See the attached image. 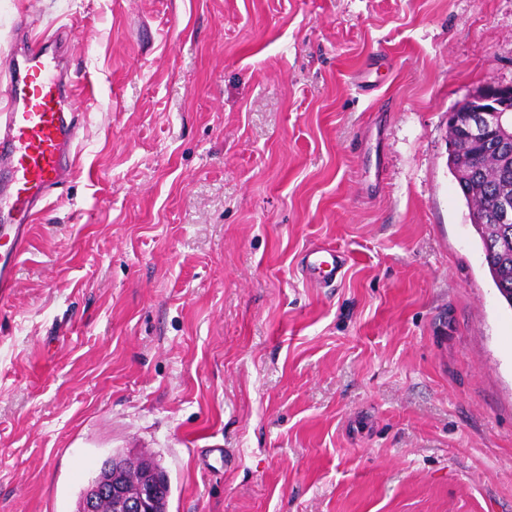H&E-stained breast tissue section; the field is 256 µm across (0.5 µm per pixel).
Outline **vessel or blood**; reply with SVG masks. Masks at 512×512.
I'll list each match as a JSON object with an SVG mask.
<instances>
[{
  "instance_id": "vessel-or-blood-1",
  "label": "vessel or blood",
  "mask_w": 512,
  "mask_h": 512,
  "mask_svg": "<svg viewBox=\"0 0 512 512\" xmlns=\"http://www.w3.org/2000/svg\"><path fill=\"white\" fill-rule=\"evenodd\" d=\"M8 106L0 111V169L9 182L0 190V299L9 298L16 270L30 245L29 227L66 174L72 173L79 150L76 116L64 105L73 90L57 56L37 39L25 42L4 91ZM309 275L331 282L347 258L315 248L306 252Z\"/></svg>"
}]
</instances>
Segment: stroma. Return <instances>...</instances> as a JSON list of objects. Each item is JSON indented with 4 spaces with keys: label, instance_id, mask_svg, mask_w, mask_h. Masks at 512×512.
<instances>
[{
    "label": "stroma",
    "instance_id": "obj_1",
    "mask_svg": "<svg viewBox=\"0 0 512 512\" xmlns=\"http://www.w3.org/2000/svg\"><path fill=\"white\" fill-rule=\"evenodd\" d=\"M23 22L92 89L0 300V512L116 451L168 512H512V307L447 164L512 0H0V90ZM303 261L309 275L321 276L324 285H327L334 281V279L332 280L334 273L337 274L341 271L347 258L343 252L315 248L306 252Z\"/></svg>",
    "mask_w": 512,
    "mask_h": 512
}]
</instances>
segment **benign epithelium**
Instances as JSON below:
<instances>
[{
    "mask_svg": "<svg viewBox=\"0 0 512 512\" xmlns=\"http://www.w3.org/2000/svg\"><path fill=\"white\" fill-rule=\"evenodd\" d=\"M467 102V123L473 138L493 134L512 139V121L506 118L512 112V85L488 84L469 96ZM166 488V476L148 462L142 466L139 481L130 483L126 458L114 453L83 492L79 512H98L100 502L106 499L111 502L112 512H152Z\"/></svg>",
    "mask_w": 512,
    "mask_h": 512,
    "instance_id": "benign-epithelium-1",
    "label": "benign epithelium"
}]
</instances>
